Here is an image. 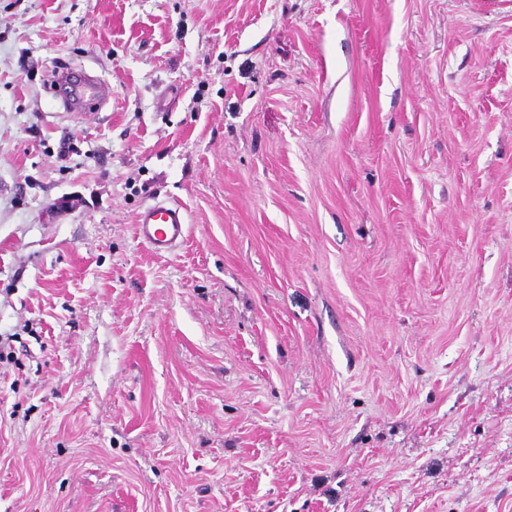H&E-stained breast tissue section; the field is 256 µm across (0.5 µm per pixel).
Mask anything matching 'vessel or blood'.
Wrapping results in <instances>:
<instances>
[{"instance_id": "obj_1", "label": "vessel or blood", "mask_w": 512, "mask_h": 512, "mask_svg": "<svg viewBox=\"0 0 512 512\" xmlns=\"http://www.w3.org/2000/svg\"><path fill=\"white\" fill-rule=\"evenodd\" d=\"M137 236L156 253L174 250L188 233L185 213L176 202H156L142 208L136 218Z\"/></svg>"}]
</instances>
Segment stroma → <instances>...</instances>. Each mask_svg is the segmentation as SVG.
Listing matches in <instances>:
<instances>
[{
	"label": "stroma",
	"mask_w": 512,
	"mask_h": 512,
	"mask_svg": "<svg viewBox=\"0 0 512 512\" xmlns=\"http://www.w3.org/2000/svg\"><path fill=\"white\" fill-rule=\"evenodd\" d=\"M0 338V512H512V0H0ZM136 224L138 238L155 253L174 250L188 233L184 210L177 202H155L143 207Z\"/></svg>",
	"instance_id": "stroma-1"
}]
</instances>
